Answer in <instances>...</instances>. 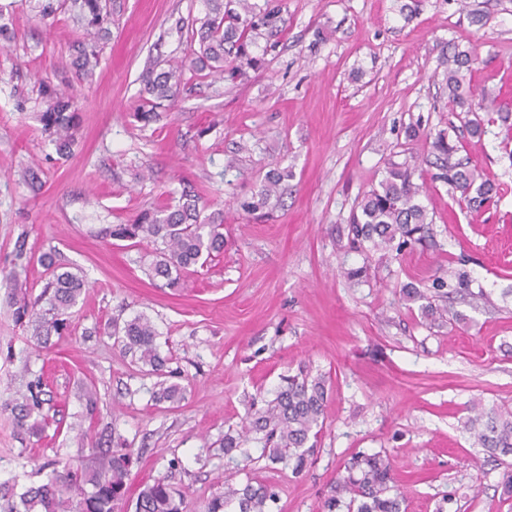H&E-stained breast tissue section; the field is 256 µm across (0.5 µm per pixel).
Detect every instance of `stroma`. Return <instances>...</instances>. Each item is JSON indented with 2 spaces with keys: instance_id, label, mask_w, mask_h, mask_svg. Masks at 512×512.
<instances>
[{
  "instance_id": "35a3bbf8",
  "label": "stroma",
  "mask_w": 512,
  "mask_h": 512,
  "mask_svg": "<svg viewBox=\"0 0 512 512\" xmlns=\"http://www.w3.org/2000/svg\"><path fill=\"white\" fill-rule=\"evenodd\" d=\"M278 8L280 34L257 37L260 66L245 78L193 79L159 121L138 120L147 71L184 56L203 0H112L111 36L78 87L69 156L37 117L38 82L60 87L79 30L41 20L30 0H0L14 31L0 47V270L18 237L34 254L24 275L41 292L38 254L54 250L89 290L70 330L30 351V331L0 296V482L40 484L39 465L79 461L124 440L138 453L129 499L164 477L194 512L247 478L279 489L277 512H321L340 464L356 452L393 458L406 512H512L504 464L473 444V404L512 409V130L487 122L470 136L448 102V47L475 58L469 86L512 106V0H255ZM448 134L480 180L499 192L481 209L437 179L432 141ZM408 163L432 224L424 243L378 261L346 249L358 201L390 163ZM34 169L40 190L20 178ZM285 193L267 220L240 207L272 170ZM197 188L206 212L224 213V251L179 288L152 283L147 245L106 235L142 211ZM370 263L352 282L346 269ZM467 272L477 304L458 301L429 324L402 284L429 291ZM144 314L154 322L176 406L152 396L141 371L98 327ZM305 369L330 384L309 471L270 469L249 443L245 469L226 465L224 435L243 402ZM43 376L52 431L22 440L5 402Z\"/></svg>"
}]
</instances>
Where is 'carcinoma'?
<instances>
[{
    "label": "carcinoma",
    "instance_id": "cac0c4a2",
    "mask_svg": "<svg viewBox=\"0 0 512 512\" xmlns=\"http://www.w3.org/2000/svg\"><path fill=\"white\" fill-rule=\"evenodd\" d=\"M71 10L83 33L71 45L73 76L65 82V91L51 93L47 107L41 113L43 130L49 133L58 153L70 152L77 113L75 83L84 81L98 64L104 41L110 36L111 11L105 0H34L35 9L43 19H53L66 9ZM207 12L199 29L191 31V40L199 43V50L180 60L168 61V69L149 71L145 78L147 98L138 108V118L145 123L159 120V109L171 101L187 85L185 73L235 80L246 76L258 60L251 55L254 34L265 28L276 30L281 21L279 11L259 10L251 0H204ZM474 59L466 51H455L448 57V102L461 111L473 114L468 120L473 136L484 133L481 112H495L500 121L512 120V112L497 102L482 96L469 99L462 92L466 73L471 71ZM438 151V178L461 192L471 207H480L497 194L498 187L477 182L475 169L469 159L458 157L459 146L439 135L433 142ZM283 174L270 173L264 184L246 203L245 209L255 212L269 206L271 198H280ZM419 187L413 182L412 168L393 164L378 187L367 193L350 216L349 244L360 250L367 248L389 258L400 254L408 246L421 242L428 233L426 210L417 202ZM201 196L193 187L182 190L177 202H165L142 212L131 224H116L110 235L127 240L145 242L153 246L147 254L145 272L152 280L166 288H176L184 275L195 271L207 259L224 251L223 220L201 215ZM39 261L48 278L41 293L32 296V289L23 286L19 275L12 270L0 276V288L16 306V320L27 321L33 328L31 338L36 347L46 348L51 336L68 330L71 309L86 294L88 283L77 272L61 269L55 256L44 253ZM436 298L466 294L471 299L481 294L469 290L465 273L456 276L451 284L438 276L434 281ZM402 298L419 303L421 317L430 322H442L447 309L413 286L402 289ZM107 335L132 362L149 367V373L162 378L154 392L156 401L175 404L183 399V387L167 383L156 339L154 323L145 315H137L123 322L113 319L107 325ZM42 378L27 383V394L11 404V413L19 434L38 439L48 427L45 419H32L40 412L43 400ZM327 399L326 380L312 378L307 373L288 375L271 396L252 399L237 435H224V458L229 463L245 454L242 445L255 436L262 444V457L272 464H285L294 475L309 470L313 463L314 447L323 428L324 406ZM474 415L464 422L465 430L477 445L490 456L502 460L512 457V410L495 406H473ZM133 451L116 450L94 465H65L53 469L47 482L29 486L22 493L15 485L0 483V500L19 497V504L9 505L8 512H120L126 503L129 489ZM278 502L275 486L249 479L244 484L224 483V493L212 497L204 512H273ZM403 501L396 492L394 465L386 451L357 452L343 463L331 484L324 502L325 512H402ZM134 512H187L183 498L174 494L164 478H157L143 486L137 495Z\"/></svg>",
    "mask_w": 512,
    "mask_h": 512
}]
</instances>
